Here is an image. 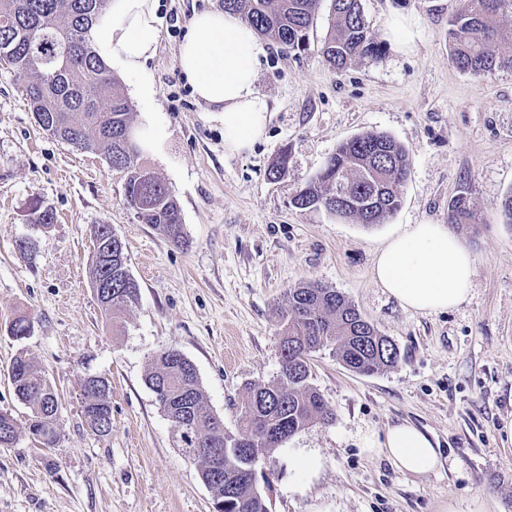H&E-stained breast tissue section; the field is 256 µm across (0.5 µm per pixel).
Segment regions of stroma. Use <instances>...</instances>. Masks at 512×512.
Segmentation results:
<instances>
[{
    "label": "stroma",
    "instance_id": "1",
    "mask_svg": "<svg viewBox=\"0 0 512 512\" xmlns=\"http://www.w3.org/2000/svg\"><path fill=\"white\" fill-rule=\"evenodd\" d=\"M220 0H159L156 54L143 71L117 74L133 122L156 120L166 136L144 164L171 188L187 239L173 246L124 203L125 178L35 122L7 63L0 61V412L17 423L0 446V512H213L199 465L145 382L155 357L179 350L203 396L235 431L251 384L281 371L277 309L288 288L318 283L341 292L397 345L399 363L362 376L330 348L310 357V382L334 411L290 437L257 486L269 512H512V223L500 203L512 193V71L465 73L448 58V20L460 0H361L379 55L331 69L318 49L331 22L320 0L310 46L270 47L257 87L272 118L250 151H224V120L199 102L176 65L194 13ZM413 17L411 47L389 34ZM149 95H140V87ZM386 133L408 151L412 173L400 208L380 224L301 210L293 200L342 141ZM288 154L286 175L269 170ZM466 193L473 223H448ZM39 197L55 223L29 207ZM448 224L471 251L467 299L433 314L406 310L373 277L385 241L415 224ZM111 225L124 245L139 296L107 325L91 284V227ZM31 255L18 251L21 241ZM31 317V336L11 322ZM43 368L60 398L59 440L42 448L14 395L17 355ZM112 387V432L95 435L82 413L81 377ZM430 434L440 466L425 475L367 452L388 425ZM323 466L310 477L304 455Z\"/></svg>",
    "mask_w": 512,
    "mask_h": 512
}]
</instances>
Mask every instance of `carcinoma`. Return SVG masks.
<instances>
[{
	"label": "carcinoma",
	"mask_w": 512,
	"mask_h": 512,
	"mask_svg": "<svg viewBox=\"0 0 512 512\" xmlns=\"http://www.w3.org/2000/svg\"><path fill=\"white\" fill-rule=\"evenodd\" d=\"M110 0H0V59L13 70L37 124L76 150L104 157L124 173L125 204L142 210L141 223L158 230L173 245L185 243L181 211L166 183L139 162L141 151L132 121V106L118 90L114 77L96 56L90 27L108 9ZM319 0H221L224 10L240 15L257 33L290 52L308 50L309 30ZM332 20L319 53L334 69L379 53L369 36L360 0H332ZM512 14V0H463L448 21L452 64L473 75L512 69V53L496 46L503 38L501 20ZM411 173L405 147L382 132H366L336 147L322 171L296 194L299 209H324L341 219L381 224L401 204ZM360 207L338 202L341 192ZM475 218L468 197L460 193L448 205V223L470 224ZM111 226H92V282H109L112 301L102 310L112 320L136 303L139 286L131 277L120 241L112 242V259L103 257L99 242ZM281 371L269 387L252 384L241 406L239 429L228 432L203 397L194 365L176 349L161 352L146 383L160 391L164 412L177 426L184 452L219 448L224 472L198 457L199 475L210 485L223 512H268L256 479L245 474L248 448L269 457L288 438L313 423H326L333 410L310 384L311 353L327 345L347 369L372 376L394 367L400 351L391 339L366 323L356 307L333 288L299 283L288 289L280 307ZM17 399L31 411L28 432L44 448L59 436V403L43 369L18 356L11 366ZM83 413L91 428L104 437L112 432V389L106 379L95 389L80 382ZM16 423L0 413V445L16 439Z\"/></svg>",
	"instance_id": "1"
}]
</instances>
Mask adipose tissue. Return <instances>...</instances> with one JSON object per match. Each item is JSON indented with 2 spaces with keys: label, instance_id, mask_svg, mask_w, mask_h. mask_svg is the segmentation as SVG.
I'll list each match as a JSON object with an SVG mask.
<instances>
[{
  "label": "adipose tissue",
  "instance_id": "adipose-tissue-1",
  "mask_svg": "<svg viewBox=\"0 0 512 512\" xmlns=\"http://www.w3.org/2000/svg\"><path fill=\"white\" fill-rule=\"evenodd\" d=\"M158 25L157 0H110L90 31L91 44L108 67L137 73L156 52ZM266 56V41L238 15L221 9L196 13L179 47L177 66L195 97L222 114L228 153L252 149L265 134L271 107L257 77ZM473 273L470 252L441 224H418L391 237L373 266L376 282L415 312L457 307L470 292ZM369 449L415 475L440 464L432 437L405 421L389 426Z\"/></svg>",
  "mask_w": 512,
  "mask_h": 512
}]
</instances>
